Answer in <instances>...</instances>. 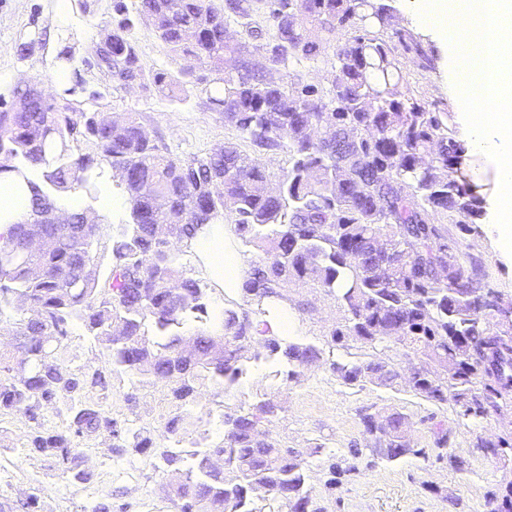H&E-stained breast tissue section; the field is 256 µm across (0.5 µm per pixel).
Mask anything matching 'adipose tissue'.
I'll return each instance as SVG.
<instances>
[{"instance_id": "adipose-tissue-1", "label": "adipose tissue", "mask_w": 512, "mask_h": 512, "mask_svg": "<svg viewBox=\"0 0 512 512\" xmlns=\"http://www.w3.org/2000/svg\"><path fill=\"white\" fill-rule=\"evenodd\" d=\"M29 210L28 188L18 185L13 174H0V232L9 225L24 222ZM188 246L196 252L209 278L222 288L225 296H241L249 268L238 250L231 225L220 220L203 225Z\"/></svg>"}]
</instances>
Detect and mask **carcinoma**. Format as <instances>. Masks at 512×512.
<instances>
[{
  "instance_id": "obj_1",
  "label": "carcinoma",
  "mask_w": 512,
  "mask_h": 512,
  "mask_svg": "<svg viewBox=\"0 0 512 512\" xmlns=\"http://www.w3.org/2000/svg\"><path fill=\"white\" fill-rule=\"evenodd\" d=\"M120 19L112 27V55L99 69L121 85L145 80L131 43L123 0H113ZM138 16L186 65L157 72L151 84L171 99L195 69L213 75L205 91L208 109L224 116L260 151L288 149V168L268 191L263 163L226 142L189 159L161 153L133 113L115 131L100 116L67 98L52 102L27 96L23 110L0 107V172H11L32 190L29 217L0 233V318L13 317V351L0 353V409L35 422L29 450L54 459L61 474L74 473L71 437L125 434L130 447L150 453L155 468L170 474L167 494L180 512H262L272 501L286 512H320L308 488L303 455L259 429L281 406L263 400L249 410L221 414L223 439L205 450L169 444L180 426L203 418L192 412L202 389L220 395L262 358L312 365L323 352L311 344L268 336L255 343L262 303L287 297L288 285L313 284L340 301L345 323L332 342L353 337L365 344L393 341L416 363L405 374L381 358L332 360L344 382L405 384L424 400L452 406L466 419L512 408V292L484 284L467 264L450 224H473L484 199L462 173L464 144L450 111L416 98L395 38L417 66L431 68L432 50L399 27L392 0H268L265 25H252L249 0H139ZM245 21L251 45L227 40L228 19ZM332 50L329 89L276 82L269 69L317 61ZM40 171L43 181L31 179ZM112 179L128 205L131 222L117 232L97 215L64 210L56 196L97 195ZM158 197L167 205L155 204ZM56 211L64 224H40L49 242L39 252L24 241L36 213ZM233 221L246 246L263 251L251 264L243 299L221 316L222 331L209 330L207 288L193 277L180 244L199 226ZM111 263L100 281L99 248ZM105 345L112 370L172 383L185 414L165 425L158 446L80 399L85 389L108 390L106 376L73 370L57 358L74 321ZM200 326L188 334V322ZM194 351L185 357L187 337ZM67 400L62 431L40 422L43 406ZM365 432L385 423L391 439L369 449L394 463L423 450L411 444L406 414L378 410L362 417ZM486 456L512 455V432L477 440ZM224 468L213 472L212 457Z\"/></svg>"
}]
</instances>
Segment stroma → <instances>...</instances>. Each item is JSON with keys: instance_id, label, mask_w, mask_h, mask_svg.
<instances>
[{"instance_id": "obj_1", "label": "stroma", "mask_w": 512, "mask_h": 512, "mask_svg": "<svg viewBox=\"0 0 512 512\" xmlns=\"http://www.w3.org/2000/svg\"><path fill=\"white\" fill-rule=\"evenodd\" d=\"M130 19L131 38L146 72H172L178 59L137 14L138 0H124ZM400 25L431 47L437 65L425 72L408 66L410 88L417 97L447 104L452 112L461 106L441 63V44L425 34L412 17L407 0H395ZM113 0H69L68 12L55 20L53 0H0V98L9 99L16 78L36 84L53 97L70 96L88 109L124 115L135 113L139 121L157 133L164 153L188 158L201 155L227 141L238 143L245 153L253 148L221 114L203 103L211 75L195 70L186 93L173 101L155 89L125 91L106 82L96 70L85 67L88 46L100 31L115 24ZM76 41L74 67L83 69L85 82L74 92H65L54 82V56L67 37ZM30 44L20 55V44ZM487 217H480L471 230L451 225V233L462 250L474 258L478 272L490 287L512 291V265L507 264L494 237L487 231ZM288 301L300 325L299 342L332 353L348 361L373 356L407 370L401 344L384 341L373 346L348 342L333 344V330L344 322L345 311L333 297L310 284H290ZM65 365L104 369L107 351L84 328L74 324L59 352ZM107 391L88 390L84 401L101 406L119 427L139 430L157 438L165 423L181 409L165 379L141 382L125 373L108 372ZM280 405V412L264 428L281 447L302 452L309 465V487L321 512H486L491 493L499 491L507 473L501 461L483 455L477 438L492 439L507 429V421L491 417L482 421L458 417L455 410L425 401L408 388H386L373 384H347L331 371L328 363L290 369L286 362H251L239 382L224 396L207 390L201 394L196 412L245 411L262 398ZM397 410L410 422L411 440L421 448L418 456L397 463L373 461L369 450L376 440L366 433L362 418L380 410ZM445 420L448 452L463 461L462 469L449 466L434 449L433 426ZM32 423L23 414L0 410V512H90L99 503L112 512H177L163 491V479L148 455L131 451L117 453L123 438L107 435L74 439L78 464L84 473L77 480L55 467L50 457L27 451ZM363 449L352 458L351 449ZM354 460L355 471L341 475L332 463Z\"/></svg>"}]
</instances>
